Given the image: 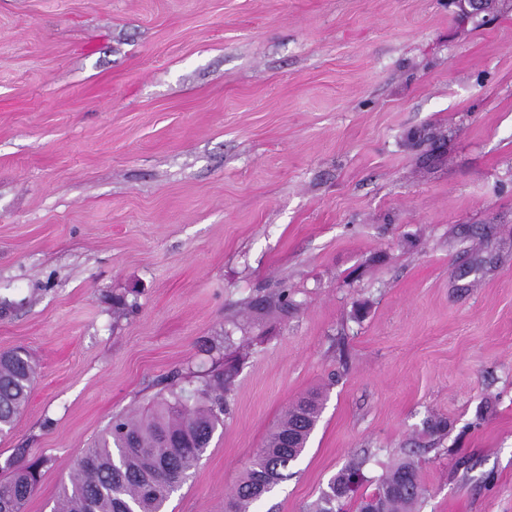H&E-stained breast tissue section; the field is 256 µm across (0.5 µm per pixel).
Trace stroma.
I'll use <instances>...</instances> for the list:
<instances>
[{"label": "stroma", "mask_w": 512, "mask_h": 512, "mask_svg": "<svg viewBox=\"0 0 512 512\" xmlns=\"http://www.w3.org/2000/svg\"><path fill=\"white\" fill-rule=\"evenodd\" d=\"M18 347L37 376L0 479L40 461L23 512L112 417L226 364L224 426L167 512H224L315 392L264 512L402 459L421 512H512V0H0ZM321 409L322 404L314 394L288 409L229 497L227 512H250L251 506L288 479L317 425Z\"/></svg>", "instance_id": "obj_1"}]
</instances>
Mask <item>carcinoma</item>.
<instances>
[{"mask_svg":"<svg viewBox=\"0 0 512 512\" xmlns=\"http://www.w3.org/2000/svg\"><path fill=\"white\" fill-rule=\"evenodd\" d=\"M228 377L225 368H216L204 388L173 389L145 417L114 418L96 444L82 452L77 477L63 487L54 512H164L171 494L197 467L214 432L224 425ZM35 379L28 354L0 352V433L26 406ZM321 409L314 394L288 409L229 497L227 512H250L288 479ZM359 469L360 464L353 463L332 477L309 512H336V498L347 494L350 478ZM39 478L36 464L13 466L10 475L0 479V512H22ZM423 495L416 465L401 460L361 499L357 512H366L374 499L381 512H416Z\"/></svg>","mask_w":512,"mask_h":512,"instance_id":"carcinoma-1","label":"carcinoma"}]
</instances>
